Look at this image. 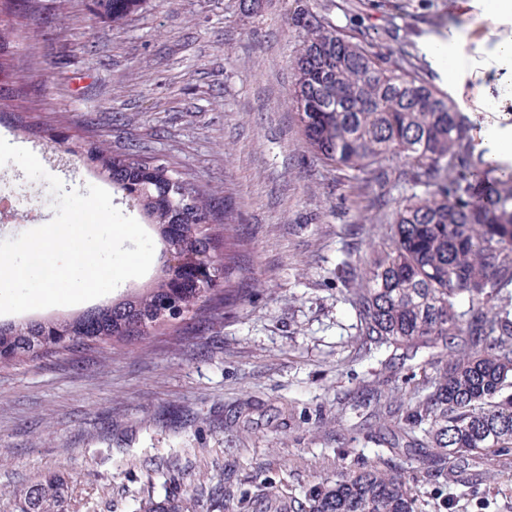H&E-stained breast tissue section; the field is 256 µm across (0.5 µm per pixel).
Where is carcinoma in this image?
<instances>
[{"instance_id": "cac0c4a2", "label": "carcinoma", "mask_w": 512, "mask_h": 512, "mask_svg": "<svg viewBox=\"0 0 512 512\" xmlns=\"http://www.w3.org/2000/svg\"><path fill=\"white\" fill-rule=\"evenodd\" d=\"M135 0H93L117 16ZM299 2L292 24L306 32L288 99L312 152L356 173L364 188L393 181L398 196L379 198L389 224L361 271L366 287L351 302L366 350L442 345L433 391L406 410L424 426L417 446L431 457L496 453L512 447V165L476 150L474 120L407 56L357 39ZM53 147L91 162L100 179L138 205L168 241L169 259L147 287L77 315L0 323V364L130 349L160 330L224 313L243 297L246 268L224 254L223 281L194 274L195 259L215 253L220 231L238 223L229 200L201 205L207 191L130 145H104L33 128ZM469 298L460 312L456 300ZM63 483L48 476L30 487L21 512H66ZM301 512H415L405 477L375 467L345 472L313 490Z\"/></svg>"}]
</instances>
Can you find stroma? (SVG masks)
<instances>
[{
    "label": "stroma",
    "mask_w": 512,
    "mask_h": 512,
    "mask_svg": "<svg viewBox=\"0 0 512 512\" xmlns=\"http://www.w3.org/2000/svg\"><path fill=\"white\" fill-rule=\"evenodd\" d=\"M309 0L358 38L420 48L436 16L463 39L451 98L461 111L512 125L503 73L485 68L512 22L492 23L483 0ZM0 14V137L31 150L66 189L85 190V163L35 126L85 134L120 151L139 144L230 195L255 282L222 319L116 347L0 368V512H19L43 476H61L69 512H138L173 497L181 512H296L309 490L371 467L408 476L416 512H512V448L469 458V482L434 472L388 410L427 394L431 352L402 359L360 347L342 265L362 269L382 226L349 172L317 159L288 104L293 56L305 34L296 0H138L110 18L91 0H42ZM399 29V40L388 36ZM0 239L52 220L49 186L0 166ZM220 489L212 500V489Z\"/></svg>",
    "instance_id": "stroma-1"
}]
</instances>
